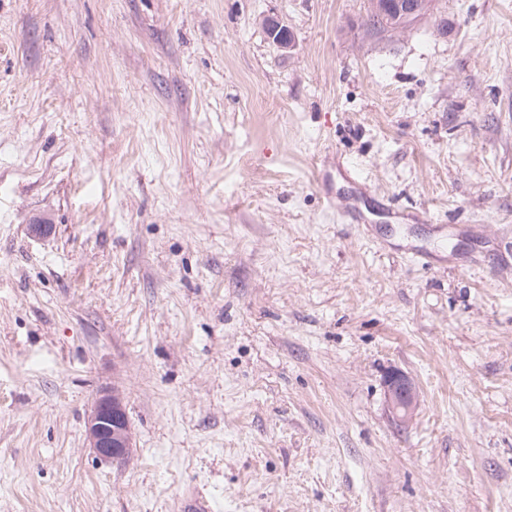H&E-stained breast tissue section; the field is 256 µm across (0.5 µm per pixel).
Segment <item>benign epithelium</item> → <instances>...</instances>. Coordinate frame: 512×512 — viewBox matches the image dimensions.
<instances>
[{
  "instance_id": "benign-epithelium-1",
  "label": "benign epithelium",
  "mask_w": 512,
  "mask_h": 512,
  "mask_svg": "<svg viewBox=\"0 0 512 512\" xmlns=\"http://www.w3.org/2000/svg\"><path fill=\"white\" fill-rule=\"evenodd\" d=\"M267 33L281 48L292 46V35L281 22L269 20ZM385 387L386 402L393 418L401 423L412 419L419 405L415 381L406 373L393 370L385 378ZM87 435L99 462L112 463L128 457L132 447L131 428L119 398L107 393L97 398L88 415Z\"/></svg>"
}]
</instances>
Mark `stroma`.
Wrapping results in <instances>:
<instances>
[{
    "instance_id": "1",
    "label": "stroma",
    "mask_w": 512,
    "mask_h": 512,
    "mask_svg": "<svg viewBox=\"0 0 512 512\" xmlns=\"http://www.w3.org/2000/svg\"><path fill=\"white\" fill-rule=\"evenodd\" d=\"M367 12L0 0V512H512V0ZM380 1H383V2L381 4H380V2L376 3V11L378 14L383 16L385 11H387L388 9H390L392 7L393 3L388 0H380ZM424 1H426V0H424ZM414 2H418V1L417 0H402V5H404L406 3L408 5H410V4L414 5ZM431 2L432 1L427 0L425 2V5H426L425 8L421 11H418L417 13H414V12H416L419 9V6L415 4L413 11H412V8H410V9H405L403 7H401L400 9L395 8L393 11H390L387 15H384L382 18H378L377 20H375V18H373L372 14H371V6H370L368 12H369V21H370L371 27L374 29L383 30V31H394V30L402 29V28L406 27L408 24H410L411 22H413V21L417 20L418 18H420L421 16L425 15L427 13V11L429 10ZM386 402L398 422L414 416L419 405V391L415 381L406 373L392 370L385 378ZM86 428L90 448L99 462L112 463L128 457L131 428L119 398L100 395L88 415Z\"/></svg>"
}]
</instances>
